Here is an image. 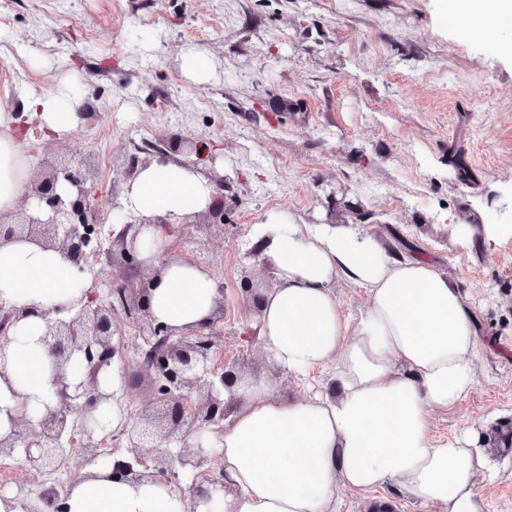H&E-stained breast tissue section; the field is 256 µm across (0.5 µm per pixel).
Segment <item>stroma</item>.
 <instances>
[{"mask_svg": "<svg viewBox=\"0 0 512 512\" xmlns=\"http://www.w3.org/2000/svg\"><path fill=\"white\" fill-rule=\"evenodd\" d=\"M199 49L205 80L184 73ZM88 101L84 121L40 144L91 162L87 184L112 224L132 155L192 134L203 171L223 175L224 222L178 227L182 253L224 284V356L245 378L303 399L332 366L295 378L275 368L253 332L252 293L273 285L250 234L273 210L319 222L331 190L363 211L356 223L387 246L437 264L478 320L476 385L433 411L430 432L512 434V239L462 246L453 225L499 223L512 203V56L451 25L442 0H0V99L22 117L30 95L63 77ZM79 280L107 300L126 271L102 237ZM483 512H512V447L488 446ZM432 512L393 484L346 493L339 512Z\"/></svg>", "mask_w": 512, "mask_h": 512, "instance_id": "35a3bbf8", "label": "stroma"}]
</instances>
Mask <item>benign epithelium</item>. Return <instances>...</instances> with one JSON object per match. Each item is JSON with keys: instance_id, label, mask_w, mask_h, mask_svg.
Returning <instances> with one entry per match:
<instances>
[{"instance_id": "obj_1", "label": "benign epithelium", "mask_w": 512, "mask_h": 512, "mask_svg": "<svg viewBox=\"0 0 512 512\" xmlns=\"http://www.w3.org/2000/svg\"><path fill=\"white\" fill-rule=\"evenodd\" d=\"M177 149L195 154L185 164L196 166L202 160L204 145L191 137L177 140ZM85 158L58 156L33 174L20 197L23 219L0 215V244L10 240H28L46 250L61 253L76 269H83L89 257L91 225L97 223L99 207L96 195L86 187ZM331 199V218L341 211L357 218L362 205L344 199ZM35 199L48 214L41 220L27 213L29 201ZM209 224L224 223V207L216 204L208 210L187 216L185 224H198L200 218ZM117 224L125 225L113 245L128 269L141 271V224L125 220L120 212L112 215ZM155 273L140 275L136 285L112 289L110 300L99 303L89 297L68 308L58 307L40 312L45 322L44 341L53 360V385L57 406L47 409L33 427L28 417V404L22 403L21 414L10 417L11 431L0 436V457L22 455V469L52 472L69 453L72 435L80 437L81 466L87 467L99 456L101 441L95 438L92 424L99 409L112 401L114 393L102 390L99 374L119 362L125 367L135 364L138 371L153 384L150 404L143 407L140 420L124 431L128 456L115 463L112 473L139 481L143 478L164 479L171 483L178 471H192L196 477L190 487L188 510L193 512L198 501L206 499L213 488H224V465L204 469L217 452L202 446L176 448L193 434L205 431L214 435L224 430V419L238 397L234 391L244 377L235 364L222 363L223 337L216 331L217 321L178 333L159 323L151 315L146 297ZM26 307L7 308L0 305V338L9 336L10 328L26 318ZM138 326L142 343L138 358L129 360L124 344L114 341L118 334L119 315ZM155 454L146 460L143 449ZM68 486L49 485L38 492L40 506L29 512H67Z\"/></svg>"}]
</instances>
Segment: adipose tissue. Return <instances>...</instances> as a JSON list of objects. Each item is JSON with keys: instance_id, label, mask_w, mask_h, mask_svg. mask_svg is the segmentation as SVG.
<instances>
[{"instance_id": "obj_1", "label": "adipose tissue", "mask_w": 512, "mask_h": 512, "mask_svg": "<svg viewBox=\"0 0 512 512\" xmlns=\"http://www.w3.org/2000/svg\"><path fill=\"white\" fill-rule=\"evenodd\" d=\"M443 9L470 37L512 55L506 38L512 0H445ZM82 106L75 81L62 80L29 98L24 134L70 132L82 120ZM10 122L1 112V214L14 209L32 166ZM213 195L199 169L155 160L138 170L121 199L124 212L143 221L144 260L159 267L150 311L178 330L209 323L221 294L210 270L171 250L172 238L158 221L202 212ZM251 238L274 269L257 324L269 359L296 376L334 365V390L283 400L265 385H244L223 434L201 437L204 448L223 454L224 488L212 491L198 512H336L342 492L386 483L436 512H482L477 479L490 466L474 434L450 444L429 434L431 412L454 405L476 383L480 349L459 283L436 264L388 252L347 224H301L273 212L254 225ZM341 282L365 290V310L342 314L334 293ZM81 296L60 253L27 241L0 246V303L41 310ZM43 334V321L31 317L0 347L9 365L7 378H0V435L9 433L20 405L36 421L55 402ZM112 469L106 461L73 479L68 512H182L172 484L134 482Z\"/></svg>"}]
</instances>
